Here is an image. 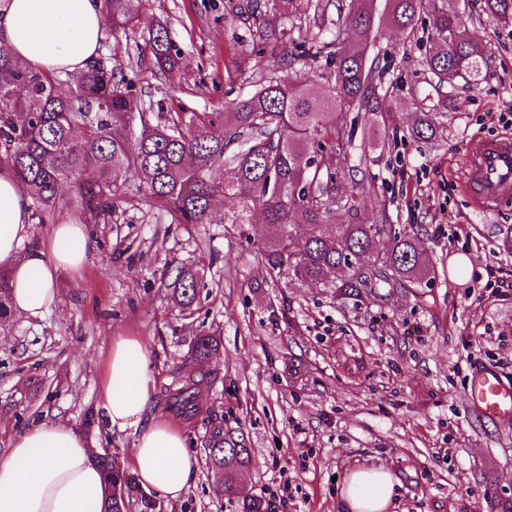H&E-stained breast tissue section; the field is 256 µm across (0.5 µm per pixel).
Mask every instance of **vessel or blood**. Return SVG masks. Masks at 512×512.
Here are the masks:
<instances>
[{
  "label": "vessel or blood",
  "instance_id": "obj_1",
  "mask_svg": "<svg viewBox=\"0 0 512 512\" xmlns=\"http://www.w3.org/2000/svg\"><path fill=\"white\" fill-rule=\"evenodd\" d=\"M460 183L475 211L493 213L512 200V136L503 135L471 142L464 157ZM468 399L489 419L512 416V381L498 370L477 367L472 371Z\"/></svg>",
  "mask_w": 512,
  "mask_h": 512
}]
</instances>
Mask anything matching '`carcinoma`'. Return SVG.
<instances>
[{
    "label": "carcinoma",
    "mask_w": 512,
    "mask_h": 512,
    "mask_svg": "<svg viewBox=\"0 0 512 512\" xmlns=\"http://www.w3.org/2000/svg\"><path fill=\"white\" fill-rule=\"evenodd\" d=\"M142 2L103 0L105 25L116 33L140 21ZM375 2L350 0L343 24L326 43L331 49L326 64L334 73L327 94L313 96L302 82L272 77L216 120L185 122L179 114L146 110L135 78L112 66L108 57H97L79 73L41 72L0 45V170L10 172L29 196L31 218L39 224L54 222L66 205L64 185L74 191L80 223L111 221L122 177L130 172L181 224L213 223L227 198L237 205L224 213V224H249L252 213L261 211L266 226L261 259L273 275L322 283L355 300L397 281L418 282L430 274L423 252L412 236L386 223V214L330 223L336 173L318 157L324 138L343 154L354 143L359 121L377 124L392 108L368 49L382 28L396 41L407 40L423 0H388L389 11L378 16ZM485 3L490 15L512 21V0ZM429 34L436 49L426 65L439 82L460 78L476 85L485 77L484 48L470 36L462 16L435 9ZM149 52L162 73L179 65L180 51L160 23ZM220 168L227 176L217 181L212 173ZM348 260L366 271L338 283L329 280ZM197 276L178 271L176 303L191 306ZM11 312L12 288L0 271V322ZM219 347L216 337L197 336L190 361L202 366ZM206 379L207 371L185 367L163 390L168 407L187 418L196 416V394ZM204 447L218 490H232L252 463L246 436L212 422ZM94 460L121 495L108 498L103 512H155L156 502L118 457L105 453Z\"/></svg>",
    "instance_id": "cac0c4a2"
}]
</instances>
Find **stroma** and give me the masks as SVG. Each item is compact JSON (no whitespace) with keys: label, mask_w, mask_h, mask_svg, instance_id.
Listing matches in <instances>:
<instances>
[{"label":"stroma","mask_w":512,"mask_h":512,"mask_svg":"<svg viewBox=\"0 0 512 512\" xmlns=\"http://www.w3.org/2000/svg\"><path fill=\"white\" fill-rule=\"evenodd\" d=\"M144 0L147 20L166 23L182 52L161 75L143 59L141 99L183 118L230 111L269 77L308 79L325 94L333 82L326 42L338 0H322L316 28L303 23L306 0ZM463 15L490 69L473 85L439 83L425 60L434 44L428 11L413 37L381 33L372 52L393 88L394 125H360L353 149L324 152L337 186L355 192L359 216L385 210L412 235L431 269L419 283L382 288L361 300L311 282L271 275L259 262L263 221L181 224L138 180L128 179L112 220L88 227L96 248L78 272L58 277L57 297L41 317L11 314L0 325V458L13 437L51 419L72 427L96 451L131 458L137 431L86 428L101 412L103 363L118 336H136L151 363L149 413H167L164 385L179 373L201 333L220 350L209 362L212 386L199 393L191 421L174 418L196 458L186 492L156 495L157 512H239L243 499L285 495L280 512H343L341 489L359 465L397 477V512H512V419L482 417L468 403L472 368L492 366L512 380V201L496 216L476 214L457 173L467 144L512 133V23L491 16L484 0H438ZM285 30L261 69L257 25ZM146 24L103 37L100 55L128 66L146 49ZM433 140L413 138L423 114ZM384 154L370 152L380 138ZM199 271L191 307L170 295L178 268ZM243 431L250 469L233 493L219 494L203 440L211 419Z\"/></svg>","instance_id":"stroma-1"}]
</instances>
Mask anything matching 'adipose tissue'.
<instances>
[{
	"instance_id": "adipose-tissue-1",
	"label": "adipose tissue",
	"mask_w": 512,
	"mask_h": 512,
	"mask_svg": "<svg viewBox=\"0 0 512 512\" xmlns=\"http://www.w3.org/2000/svg\"><path fill=\"white\" fill-rule=\"evenodd\" d=\"M102 0H0V44L45 71L78 73L98 55ZM30 201L0 175V269L8 272L16 313L36 318L56 299L59 270L79 271L93 248L85 225L57 224L51 247L28 245ZM150 360L134 337H118L102 369L100 401L112 430L141 433L132 468L142 485L179 498L196 459L167 420L143 423L150 401ZM93 450L71 427L41 421L15 436L0 460V512H100L108 489ZM397 481L384 467L351 470L341 490L345 512H390Z\"/></svg>"
}]
</instances>
